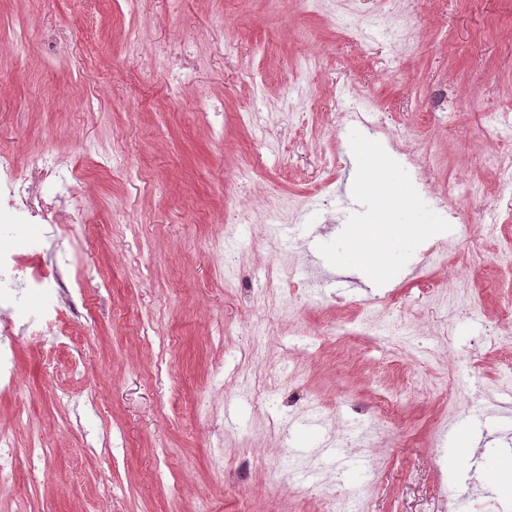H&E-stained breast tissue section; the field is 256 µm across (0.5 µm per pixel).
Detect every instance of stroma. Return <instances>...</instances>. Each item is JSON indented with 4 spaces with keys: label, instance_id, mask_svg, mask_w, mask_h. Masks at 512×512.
I'll list each match as a JSON object with an SVG mask.
<instances>
[{
    "label": "stroma",
    "instance_id": "stroma-1",
    "mask_svg": "<svg viewBox=\"0 0 512 512\" xmlns=\"http://www.w3.org/2000/svg\"><path fill=\"white\" fill-rule=\"evenodd\" d=\"M19 19L30 45L0 41V155L10 163L0 205L12 204L10 187L28 176L33 155H72L79 138L103 153L121 147L125 167H89L86 190L70 204L83 215L72 234L86 288L62 315L67 344L15 338L13 384L0 393L14 479L0 488V512H317L312 486L342 472L343 492L366 500L368 512H437L445 491L457 497L455 512L501 504L512 512V474L487 486L500 460L512 459V434H502L491 401H469L447 422L434 398L458 357L477 359L487 387L512 380V346L491 344L512 295L486 296L480 309L454 316L444 306L449 292L478 288L482 278L469 264V212L447 227V266L411 257L382 289L344 281L328 258L372 206L348 191L355 126L332 122L348 87L356 111L383 119L369 142L388 153L430 150L442 173L488 184L486 207L512 205V189L483 163L492 139L512 140V125L488 139L477 118L491 102L512 107V0H428L408 16L388 0H365L353 15L339 0H319L311 13L296 0H140L134 14L125 0H0V28ZM133 25L143 44L134 57L124 52ZM44 33L60 36L67 53L45 52ZM183 43L197 68L177 101L158 54ZM303 52L320 53V65L297 91ZM441 85L450 124L430 107ZM252 105L258 123L239 125L236 113ZM327 155L336 158L331 213L300 199ZM268 187L302 207L294 248L305 268L326 273L330 312L299 298L259 309L225 285L259 282L271 259L245 230L215 255L225 204L262 210ZM387 293L399 301L379 315L417 330L401 353L352 327L361 300ZM259 318L268 331L252 373L270 375L288 349L304 377L255 405L238 386V362ZM293 322L307 335H290ZM340 336L353 350L346 366L336 363ZM310 399L341 413L292 425L282 456L264 416ZM465 421L488 439L440 484L433 451L449 448ZM35 446L44 454H32ZM256 457L282 465L273 473L231 467ZM376 469L382 481H373ZM292 483L308 495L294 497Z\"/></svg>",
    "mask_w": 512,
    "mask_h": 512
}]
</instances>
